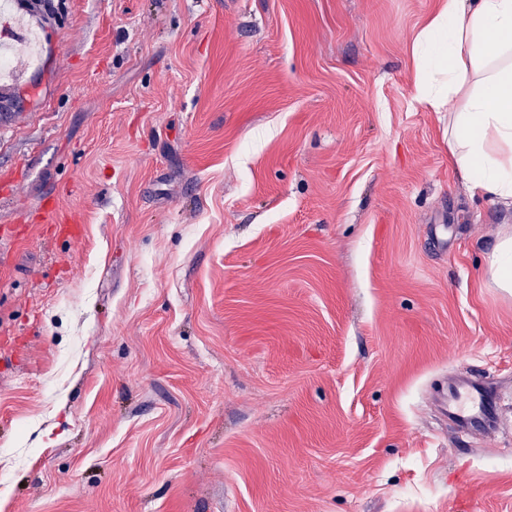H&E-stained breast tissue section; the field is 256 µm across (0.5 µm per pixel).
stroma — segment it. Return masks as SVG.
<instances>
[{
	"label": "stroma",
	"mask_w": 512,
	"mask_h": 512,
	"mask_svg": "<svg viewBox=\"0 0 512 512\" xmlns=\"http://www.w3.org/2000/svg\"><path fill=\"white\" fill-rule=\"evenodd\" d=\"M437 5L0 10L5 512H512V205L414 98ZM488 273L497 288L512 294V231L498 241ZM448 416L462 425L483 424L488 427L491 415L490 403L483 389L475 384L465 391L453 389L448 394Z\"/></svg>",
	"instance_id": "35a3bbf8"
}]
</instances>
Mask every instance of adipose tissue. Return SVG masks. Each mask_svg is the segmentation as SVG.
Instances as JSON below:
<instances>
[{"label": "adipose tissue", "mask_w": 512, "mask_h": 512, "mask_svg": "<svg viewBox=\"0 0 512 512\" xmlns=\"http://www.w3.org/2000/svg\"><path fill=\"white\" fill-rule=\"evenodd\" d=\"M415 99L449 116L471 195L512 201V0H439L417 32Z\"/></svg>", "instance_id": "adipose-tissue-1"}]
</instances>
